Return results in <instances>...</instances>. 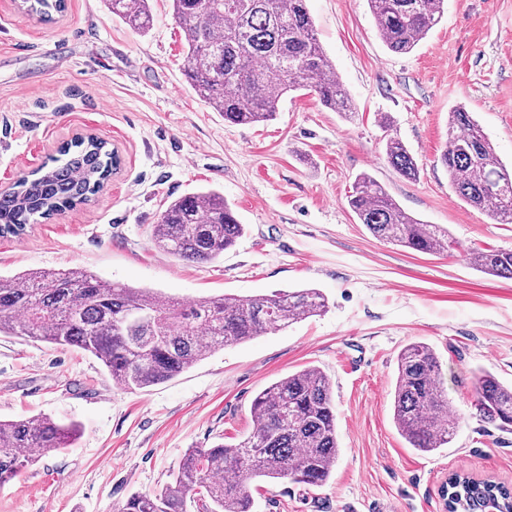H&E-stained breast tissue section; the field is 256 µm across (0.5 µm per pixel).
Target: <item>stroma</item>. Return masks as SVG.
I'll use <instances>...</instances> for the list:
<instances>
[{
    "label": "stroma",
    "mask_w": 512,
    "mask_h": 512,
    "mask_svg": "<svg viewBox=\"0 0 512 512\" xmlns=\"http://www.w3.org/2000/svg\"><path fill=\"white\" fill-rule=\"evenodd\" d=\"M307 7L354 116L308 93L284 99L271 121L234 126L188 85L169 0H151L144 33L113 20L104 0H66L49 20L0 0V191L80 134L120 159L87 202L0 238L1 274L82 268L187 303L299 287L328 300L321 315L136 391L113 385L89 354L1 334L0 419L50 415L81 433L1 486L0 512H117L132 493L168 484L189 449L247 434L256 395L307 366L333 384L335 472L320 487H252V512H444L439 488L453 472L512 487V430L481 419L474 387L479 369L512 383V279L463 258L512 249V224L461 201L439 161L448 111L462 104L512 162V0H447L406 55L388 51L366 0ZM388 134L414 154L417 180L388 164ZM363 172L407 212L447 227V252L396 246L358 224L347 197ZM201 189L223 194L246 232L199 265L155 246L151 232L166 202ZM414 342L439 355L460 419L448 447L429 454L393 421L398 355Z\"/></svg>",
    "instance_id": "35a3bbf8"
}]
</instances>
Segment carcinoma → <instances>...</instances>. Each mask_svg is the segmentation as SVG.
<instances>
[{
    "label": "carcinoma",
    "instance_id": "cac0c4a2",
    "mask_svg": "<svg viewBox=\"0 0 512 512\" xmlns=\"http://www.w3.org/2000/svg\"><path fill=\"white\" fill-rule=\"evenodd\" d=\"M109 13L145 32L153 22L149 0H107ZM307 0H170L187 42L185 69L191 88L231 125L271 120L281 101L301 90L336 112L354 110L350 93L322 47ZM387 49L408 54L439 22L445 0H366ZM42 16L62 12L65 0H22ZM66 156L33 178L0 191V236H20L29 224L88 201L118 160L106 142L80 138ZM385 155L404 178L419 166L396 137ZM440 160L450 186L466 204L500 224H512V164H504L478 121L459 104L448 112V140ZM348 205L378 239L425 254H440L448 232L403 210L370 175L356 177ZM245 225L213 190L168 203L153 225L152 241L175 258L198 264L224 255L243 237ZM482 273L512 279L511 249L465 255ZM317 288H288L257 296L224 295L185 304L153 288L108 283L81 269L0 275V333L76 348L93 355L113 384L145 389L189 370L228 344L279 331L324 312ZM480 416L512 427V386L489 371L475 377ZM393 416L409 447L431 453L445 448L459 421L448 411L442 364L425 343L407 345L398 358ZM251 431L234 444L192 448L171 483L153 494H133L119 512H251L250 485L287 479L319 487L333 475L340 447L333 384L307 366L264 388L251 405ZM77 427L51 416L0 420V486L16 478L38 455L67 447ZM497 493L512 508L508 490L489 481L453 475L448 504Z\"/></svg>",
    "mask_w": 512,
    "mask_h": 512
}]
</instances>
